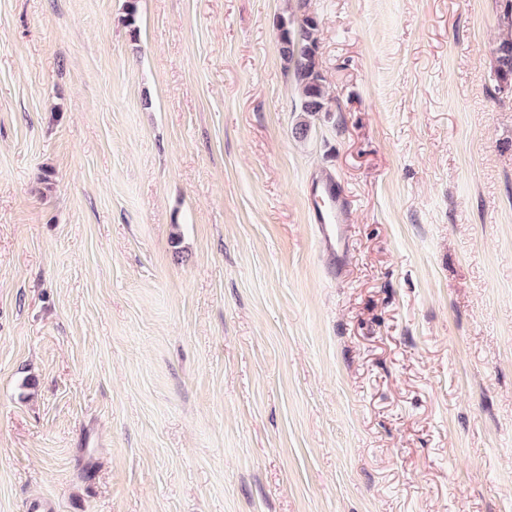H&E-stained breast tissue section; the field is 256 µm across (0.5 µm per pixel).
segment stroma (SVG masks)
Here are the masks:
<instances>
[{
    "label": "stroma",
    "mask_w": 512,
    "mask_h": 512,
    "mask_svg": "<svg viewBox=\"0 0 512 512\" xmlns=\"http://www.w3.org/2000/svg\"><path fill=\"white\" fill-rule=\"evenodd\" d=\"M297 4L0 0V512H512L505 0H308L303 140ZM307 1L298 4L299 15L278 23L280 54L285 69L291 74L298 93L300 118L292 133L305 139L310 131L308 117L323 111L330 98L319 69V21L308 12ZM495 75L498 90L512 91V21L510 30L499 38L495 48ZM312 193L311 218L326 246L329 270L336 275L343 268L349 209L338 184L332 179L313 184Z\"/></svg>",
    "instance_id": "stroma-1"
}]
</instances>
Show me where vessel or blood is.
I'll return each instance as SVG.
<instances>
[{"label": "vessel or blood", "mask_w": 512, "mask_h": 512, "mask_svg": "<svg viewBox=\"0 0 512 512\" xmlns=\"http://www.w3.org/2000/svg\"><path fill=\"white\" fill-rule=\"evenodd\" d=\"M311 218L326 246L329 270L341 272L348 233L349 209L337 183L327 179L313 184Z\"/></svg>", "instance_id": "b4317fda"}]
</instances>
